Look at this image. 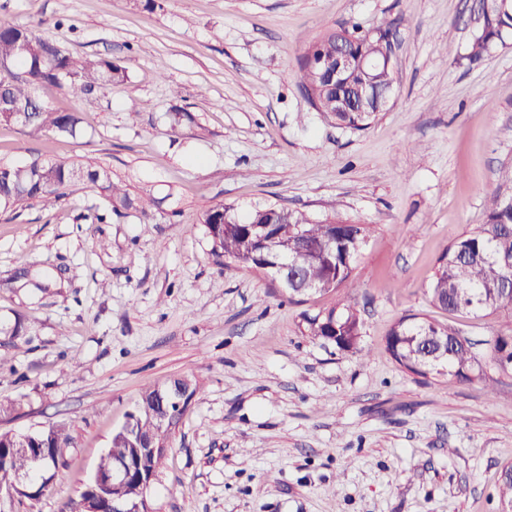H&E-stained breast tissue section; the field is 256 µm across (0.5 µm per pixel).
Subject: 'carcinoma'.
<instances>
[{
  "label": "carcinoma",
  "mask_w": 512,
  "mask_h": 512,
  "mask_svg": "<svg viewBox=\"0 0 512 512\" xmlns=\"http://www.w3.org/2000/svg\"><path fill=\"white\" fill-rule=\"evenodd\" d=\"M388 33L387 29L362 34L341 28L312 45L300 67L304 90L315 92L318 111L354 130L369 127L385 103L372 96L361 98L357 90L369 84L380 92L391 91L393 68L356 67L336 81L323 73L318 61L333 56L340 45L355 56L381 57L390 46ZM511 33L512 0H491L472 35L467 58L471 62L480 60ZM0 60L12 61L19 70L0 101V124L17 126L31 137L46 132L73 135L80 123L75 112H56L46 107L38 95L40 86H61L79 100L103 80L122 82L127 78L126 70L112 61L75 57L26 25L0 24ZM78 181L98 186L110 209L116 212L134 207L145 214L155 205L153 200L132 197L112 181L104 168L34 159L25 164L0 163V211H15L33 202L52 205ZM202 223L211 239L212 255L224 268H256V250L261 248L277 264L287 267L290 281H279L275 286L291 300L296 297L291 281L296 274L316 282L321 293L348 285L369 233L367 227L350 223L336 212L319 221L303 211L280 205L256 208L246 220L239 219L233 208L216 205L204 213ZM504 258L512 260L511 166L500 171L496 186L488 194L485 223L453 241L438 258L427 289L431 303L476 316L512 313V294L506 297L497 288L502 279L512 278V269L501 264ZM306 322L310 335L342 350L355 348L362 336V322L353 306L308 317ZM454 333V329L430 321L403 319L389 331L386 347L395 361L413 373L426 375L446 369L460 380L485 378L469 340L456 339ZM491 345L500 366L512 365V329L497 335ZM157 397L155 386L142 390L140 409L128 415L124 430L112 434L110 446L101 458L102 472L110 469L114 460H126L131 467L130 479L124 486L101 488V500L107 503L108 512L112 510V497L139 496L140 468L158 471L163 464L164 457H144L141 453L142 440L153 427L148 411H160ZM72 446L73 436L64 425H55L45 437L31 438L24 445L17 444L12 433L0 434V482L8 481L16 470H25L33 477L39 475L40 469L29 460L31 454L44 455V469L55 472L66 464L64 449Z\"/></svg>",
  "instance_id": "carcinoma-1"
}]
</instances>
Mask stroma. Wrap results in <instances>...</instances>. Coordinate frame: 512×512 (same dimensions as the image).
Listing matches in <instances>:
<instances>
[{
	"label": "stroma",
	"instance_id": "35a3bbf8",
	"mask_svg": "<svg viewBox=\"0 0 512 512\" xmlns=\"http://www.w3.org/2000/svg\"><path fill=\"white\" fill-rule=\"evenodd\" d=\"M477 0H0V23L36 27L125 68L50 108L76 135L31 139L0 124V162L101 166L148 213L103 223L79 182L53 206L0 214L1 432L69 427L75 439L43 496L0 512H59L93 477L143 388L187 377L186 407L149 497L155 512H499L512 464V367L491 341L512 316L435 308L438 257L487 217L512 165V37L468 63ZM393 23L396 84L357 131L302 89L300 58L327 31ZM278 204L370 233L351 284L296 303L268 278L223 269L202 222ZM355 306L357 349L311 336L306 316ZM467 337L487 375H418L386 350L399 319Z\"/></svg>",
	"mask_w": 512,
	"mask_h": 512
}]
</instances>
